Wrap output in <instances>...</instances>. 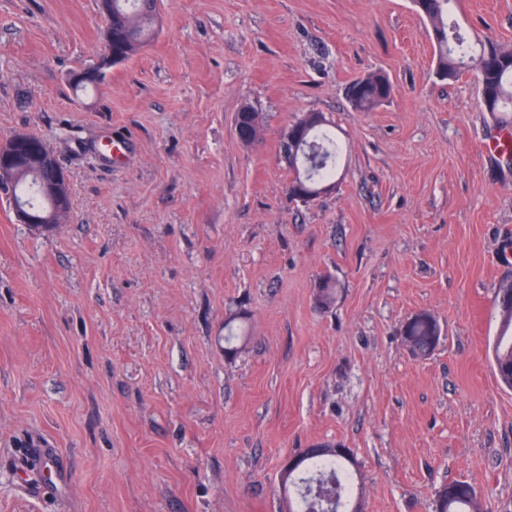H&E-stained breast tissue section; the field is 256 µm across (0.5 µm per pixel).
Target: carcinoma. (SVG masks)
<instances>
[{"instance_id":"carcinoma-1","label":"carcinoma","mask_w":512,"mask_h":512,"mask_svg":"<svg viewBox=\"0 0 512 512\" xmlns=\"http://www.w3.org/2000/svg\"><path fill=\"white\" fill-rule=\"evenodd\" d=\"M454 0H423L420 12L429 22L434 41L437 69L441 80L455 78L462 70L476 73L483 104L488 112H512V47L482 39L465 38L456 25L448 24L449 6ZM157 0H112L110 14L104 23L112 27V55L116 66L126 62L149 42L157 31ZM104 76L93 68H86L74 80L75 88L86 89L98 85ZM391 93L389 80L381 75L368 74L354 80L347 89L351 104L369 112ZM241 123L253 124L256 132L243 136L246 145L261 135V122L250 107L240 111ZM288 163L293 171L289 193L300 196L307 203L335 187L342 146L326 128L325 118L317 112H308L288 127L284 135ZM336 299V282L326 276L316 294L317 306L330 307ZM512 314L503 319V330L497 337L494 352L497 374L503 385L512 389ZM400 335L410 351L427 355L431 338L440 335L436 320L428 312L417 313L401 326ZM301 468L307 476L295 479L288 474V485H298L295 512H317L321 502H329L326 492L343 494L352 487L349 465L351 458L331 444H318L302 451ZM435 512H481L475 488L468 482L452 480L437 493Z\"/></svg>"}]
</instances>
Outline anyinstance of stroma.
<instances>
[{
  "label": "stroma",
  "instance_id": "35a3bbf8",
  "mask_svg": "<svg viewBox=\"0 0 512 512\" xmlns=\"http://www.w3.org/2000/svg\"><path fill=\"white\" fill-rule=\"evenodd\" d=\"M157 10L153 40L77 93L103 51L98 0H0V136L46 140L72 201L47 233L0 194V512H287L284 466L314 444L349 449L364 512H433L451 480L512 512L493 355L512 156L484 148L498 117L474 73L439 80L412 0ZM453 16L512 43V0ZM370 73L393 92L360 112L346 88ZM308 112L343 155L304 203L283 137ZM423 311L440 339L417 357L399 327ZM36 448L62 476L32 499L10 466Z\"/></svg>",
  "mask_w": 512,
  "mask_h": 512
}]
</instances>
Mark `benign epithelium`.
<instances>
[{
  "label": "benign epithelium",
  "mask_w": 512,
  "mask_h": 512,
  "mask_svg": "<svg viewBox=\"0 0 512 512\" xmlns=\"http://www.w3.org/2000/svg\"><path fill=\"white\" fill-rule=\"evenodd\" d=\"M23 174L36 178L39 193L49 209L35 210L21 201L14 205L16 220L35 230H54L70 210L68 176L43 139L17 132L0 140V186L15 185Z\"/></svg>",
  "instance_id": "7a95c632"
}]
</instances>
